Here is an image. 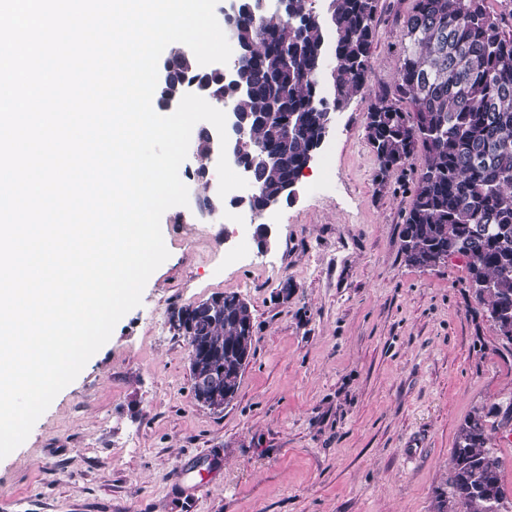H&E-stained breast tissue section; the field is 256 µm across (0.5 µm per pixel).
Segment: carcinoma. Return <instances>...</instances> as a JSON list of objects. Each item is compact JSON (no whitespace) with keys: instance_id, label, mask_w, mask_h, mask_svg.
Listing matches in <instances>:
<instances>
[{"instance_id":"carcinoma-1","label":"carcinoma","mask_w":512,"mask_h":512,"mask_svg":"<svg viewBox=\"0 0 512 512\" xmlns=\"http://www.w3.org/2000/svg\"><path fill=\"white\" fill-rule=\"evenodd\" d=\"M379 0H328L329 27L313 16L311 0H288L282 13L240 0L234 20L235 75L200 69L176 52L170 77L157 84L158 102L197 82L218 101L233 103L246 129L239 153L252 169L261 209L266 197L294 184L328 113L363 89L371 68ZM334 35L333 96L317 100L327 30ZM401 62L393 86L377 94L366 113L368 139L379 172L423 147L424 168L401 229V253L413 267L467 259L470 287L506 346L512 345V13L491 12L487 0H414L404 22ZM408 103L407 108L401 102ZM278 117L268 120L267 113ZM296 129L285 137L284 122ZM278 155L267 162L266 152ZM488 153L483 165L473 164ZM171 326L188 336L190 380L214 384L193 391L202 406L221 412L236 397L254 353L253 314L235 293L181 308ZM496 406L476 409L461 425L448 492L435 512H488L506 501L504 461L488 448Z\"/></svg>"}]
</instances>
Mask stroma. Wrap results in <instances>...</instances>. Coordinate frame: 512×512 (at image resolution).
<instances>
[{
    "label": "stroma",
    "mask_w": 512,
    "mask_h": 512,
    "mask_svg": "<svg viewBox=\"0 0 512 512\" xmlns=\"http://www.w3.org/2000/svg\"><path fill=\"white\" fill-rule=\"evenodd\" d=\"M413 0H379L371 69L290 202L162 216L169 258L0 460V512H433L458 429L512 405V348L467 262L405 263L422 153L380 173L367 106L400 68ZM269 225L259 248L257 224ZM235 293L255 351L234 401L197 404L174 310Z\"/></svg>",
    "instance_id": "stroma-1"
}]
</instances>
